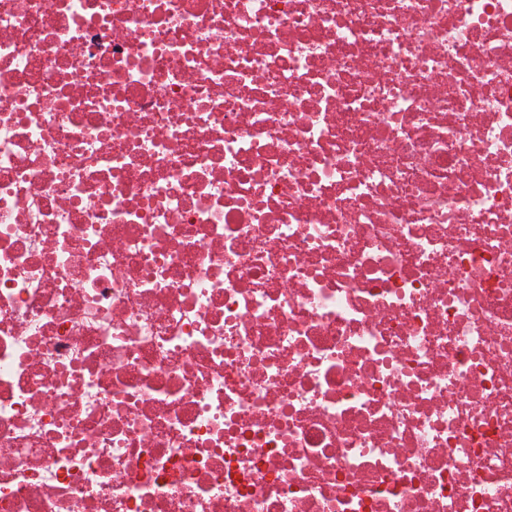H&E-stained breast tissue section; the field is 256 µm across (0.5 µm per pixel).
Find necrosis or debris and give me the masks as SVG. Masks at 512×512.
I'll use <instances>...</instances> for the list:
<instances>
[{
    "label": "necrosis or debris",
    "mask_w": 512,
    "mask_h": 512,
    "mask_svg": "<svg viewBox=\"0 0 512 512\" xmlns=\"http://www.w3.org/2000/svg\"><path fill=\"white\" fill-rule=\"evenodd\" d=\"M0 512H512V0H0Z\"/></svg>",
    "instance_id": "obj_1"
}]
</instances>
